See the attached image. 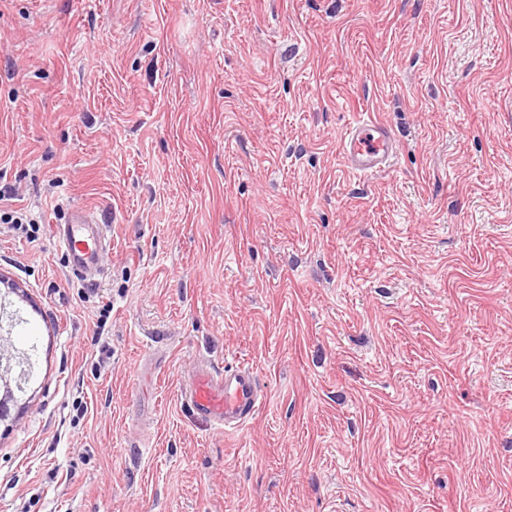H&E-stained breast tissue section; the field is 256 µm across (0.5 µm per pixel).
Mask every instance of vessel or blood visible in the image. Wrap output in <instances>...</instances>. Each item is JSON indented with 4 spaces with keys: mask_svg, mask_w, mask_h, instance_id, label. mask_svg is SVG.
Wrapping results in <instances>:
<instances>
[{
    "mask_svg": "<svg viewBox=\"0 0 512 512\" xmlns=\"http://www.w3.org/2000/svg\"><path fill=\"white\" fill-rule=\"evenodd\" d=\"M339 151L348 169L368 174L389 165L399 144L388 125L370 118L351 124L343 135ZM54 235L69 271L87 275L96 271L107 246V227L91 211L74 209L68 223L56 225ZM192 414L219 429L243 426L262 403V389L255 374L245 368L214 374L200 365L184 392Z\"/></svg>",
    "mask_w": 512,
    "mask_h": 512,
    "instance_id": "obj_1",
    "label": "vessel or blood"
}]
</instances>
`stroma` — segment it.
Instances as JSON below:
<instances>
[{
	"mask_svg": "<svg viewBox=\"0 0 512 512\" xmlns=\"http://www.w3.org/2000/svg\"><path fill=\"white\" fill-rule=\"evenodd\" d=\"M0 182V512H512V0H0ZM202 362L256 374L242 428ZM339 151L348 169L368 174L389 165L396 158L399 144L385 122L369 118L347 128ZM107 225L83 208L74 209L67 224H56L54 235L67 268L78 276L96 271L107 246ZM11 327L10 324L0 323V424L15 421L17 415L12 414V409L17 406V395L25 392V387L18 376L12 375L11 361L19 357L12 353L5 354V351L9 352L8 347H12ZM3 359H5V365H3ZM192 414L218 429L243 426L262 404V389L249 369L226 370L216 375L201 363L192 385L184 392Z\"/></svg>",
	"mask_w": 512,
	"mask_h": 512,
	"instance_id": "35a3bbf8",
	"label": "stroma"
}]
</instances>
